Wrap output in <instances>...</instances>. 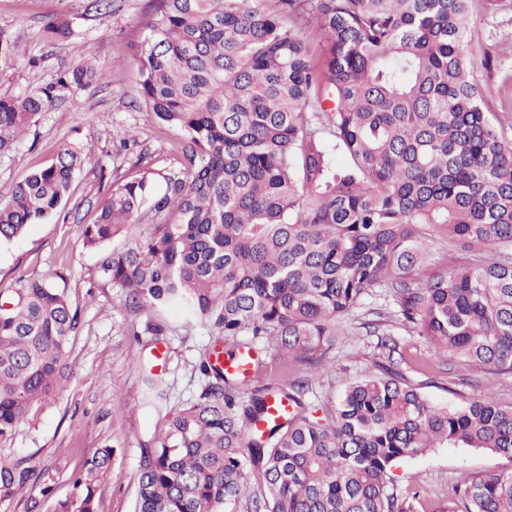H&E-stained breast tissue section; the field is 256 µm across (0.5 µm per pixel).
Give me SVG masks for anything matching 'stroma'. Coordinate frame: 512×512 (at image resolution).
<instances>
[{"label": "stroma", "instance_id": "obj_1", "mask_svg": "<svg viewBox=\"0 0 512 512\" xmlns=\"http://www.w3.org/2000/svg\"><path fill=\"white\" fill-rule=\"evenodd\" d=\"M468 34L469 57L477 65L484 107L512 141V44L500 42L499 29L512 28V0H474ZM66 19L72 38L58 47L38 36L46 17ZM153 17V0H124L119 12L103 16L91 0H0V29L21 48L14 69L0 74V95H12L50 82L57 71L80 61L98 64L104 79L92 84L77 102H62L40 113L19 131L15 148L0 157V202L12 186L56 161L62 148L88 145L93 156L77 171L62 215L29 225L12 241L0 244V290L20 281L59 276L80 328L68 345L67 371L55 402L39 411L12 435L0 438V464L18 462L48 473L51 493L40 487L0 497V512H54L57 501L76 496L73 476L98 449L111 447L112 462L100 475L98 512H134L138 440L163 422L141 409L144 371H165L169 404L193 401L203 379L200 358L209 346L208 329L185 327L174 310L146 306L126 310L121 293L99 273V254L83 243L80 227L93 223L113 177L138 171L176 168L181 133L159 128L141 102L135 56ZM135 132L141 145L120 149L112 130ZM381 318L403 348L402 371L408 382L435 404L454 406L476 392L512 404V375L452 359L439 360L421 338L396 324V308L385 289H374L347 321L351 331L312 369L281 358L274 350L260 354L258 384L284 385L311 380L314 404L332 410L346 384L372 370L376 335L365 321ZM167 326L160 343L145 335L147 322ZM512 467V461L476 448H432L402 460L394 471L399 490L416 488L421 512H439L463 477Z\"/></svg>", "mask_w": 512, "mask_h": 512}]
</instances>
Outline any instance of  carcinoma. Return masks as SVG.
I'll list each match as a JSON object with an SVG mask.
<instances>
[{
  "instance_id": "carcinoma-1",
  "label": "carcinoma",
  "mask_w": 512,
  "mask_h": 512,
  "mask_svg": "<svg viewBox=\"0 0 512 512\" xmlns=\"http://www.w3.org/2000/svg\"><path fill=\"white\" fill-rule=\"evenodd\" d=\"M472 0H154L136 62L143 103L183 133L179 167L116 178L85 246L125 306L172 308L236 349L274 347L306 366L328 360L345 318L375 288L392 290L400 325L435 355L512 373V259L419 270L436 237L483 252L512 247V145L482 109L468 58ZM324 45L311 56L302 22ZM43 40L72 37L47 18ZM16 45L0 30V66ZM102 75L90 62L0 97V154L17 130ZM342 152L347 163L336 166ZM87 155L16 184L0 205V243L53 217ZM143 233L104 246L128 226ZM80 317L50 279L0 292V437L54 399ZM380 373L349 384L333 412L306 400L312 385L249 386L212 347L195 401L167 404L164 372L149 371L140 407L165 421L141 443L134 512H418L395 463L427 448L489 450L512 462V405L475 394L430 403L394 369L383 332ZM291 411L271 420V399ZM266 423L265 428L257 425ZM105 447L75 475L79 495L55 512H97ZM44 474L0 465V493ZM446 512H512V469L470 476Z\"/></svg>"
}]
</instances>
